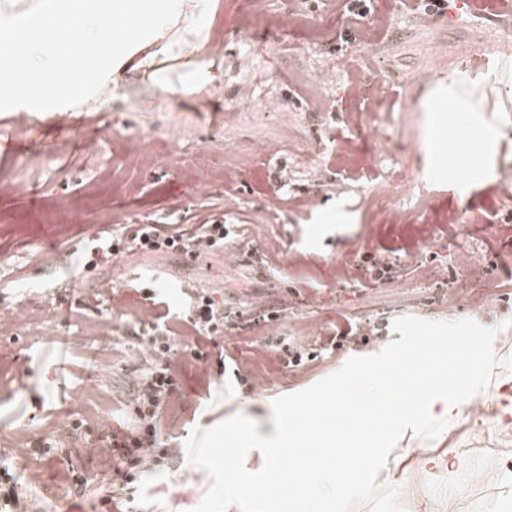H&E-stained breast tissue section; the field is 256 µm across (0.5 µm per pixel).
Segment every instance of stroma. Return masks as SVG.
I'll list each match as a JSON object with an SVG mask.
<instances>
[{"instance_id":"obj_1","label":"stroma","mask_w":512,"mask_h":512,"mask_svg":"<svg viewBox=\"0 0 512 512\" xmlns=\"http://www.w3.org/2000/svg\"><path fill=\"white\" fill-rule=\"evenodd\" d=\"M417 2L371 0L369 15L356 23L329 0H267L259 16L248 0H213L212 23H169L171 49L153 66L96 72L79 94L99 101L98 111L0 112V140L9 143L0 148V252L9 257L0 265V307L23 302L38 312L51 304L54 313L44 323L63 332L59 340L33 330L0 335V436L20 430L37 443L56 426L80 424L38 465L0 451V460L34 472L19 491L26 512H193L211 484L182 450L193 428L242 414L268 432L275 398L309 387L350 357L380 351L393 340L396 319L470 318L486 327L512 319V272L474 281L483 308L449 300L444 281L464 275L453 245L435 239L422 252H410L404 231L395 227L401 217L410 224L448 225L469 216L512 226V202L501 195L512 183V112L500 106L498 78H491L477 112L434 111L431 88L419 81L437 72L454 101L460 85H477L457 62L486 54L502 30L512 29V0H466L461 7L450 0L442 14L417 10ZM187 39L205 43V50L179 51ZM261 43L273 49V62L257 59L245 69L242 58ZM432 46L438 54H429ZM322 59L338 64L332 84L311 75ZM203 65L211 67L214 81L183 93ZM249 92L276 96L287 120L248 113L229 123L228 106ZM413 102L435 130L427 150L417 145ZM369 111L385 126L386 144L374 141L369 126L353 125L354 113ZM136 132L164 142L171 163L200 144H233L245 176L226 184L222 164H214L202 195L169 165L126 169L121 145ZM460 135L474 145L464 167L445 149ZM105 138L111 149L90 155V143ZM291 138L306 139L308 152L285 150ZM283 167L286 200L271 209L267 201L280 192L276 176ZM407 170L417 181L390 211L377 189ZM59 195L69 197V210L54 209ZM135 224L163 230L231 224L240 235L226 239L220 254L128 251L112 262L127 302L154 300L165 325L184 319L195 285L223 296L237 312L223 332L206 340L207 369L188 363L177 376L181 413L169 467L131 479L125 466L88 450L117 427L112 415L136 376L129 349L143 333L106 304L90 301L96 282L84 264L96 238L129 235ZM369 253L393 261L386 278L368 271L362 258ZM344 256L358 262L354 279L336 276L334 263ZM262 309L278 313V320L257 323ZM105 317L121 332L107 373L100 370L98 342L83 334L86 324ZM284 344L314 354V361L284 367ZM262 345L267 382L257 391L235 370ZM413 444L426 449L421 460L403 455ZM493 445L454 420L438 440L407 432L388 459L398 477L382 472L377 481L397 489L404 512H512V475ZM458 450L466 454L464 467L445 469ZM416 468L428 480L412 488L401 476ZM72 470L89 481L84 495H75L64 479Z\"/></svg>"}]
</instances>
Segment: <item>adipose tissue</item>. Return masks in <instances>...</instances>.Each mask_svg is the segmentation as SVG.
<instances>
[{
  "label": "adipose tissue",
  "instance_id": "obj_1",
  "mask_svg": "<svg viewBox=\"0 0 512 512\" xmlns=\"http://www.w3.org/2000/svg\"><path fill=\"white\" fill-rule=\"evenodd\" d=\"M211 0H57L36 22L0 19L6 43L0 48V76L17 71L60 75L52 100L64 112L76 106L75 91L88 69L79 45L97 47V64L107 65L129 44L145 48L139 67L152 66L155 53L165 52L164 30L170 17L194 24L208 16Z\"/></svg>",
  "mask_w": 512,
  "mask_h": 512
}]
</instances>
